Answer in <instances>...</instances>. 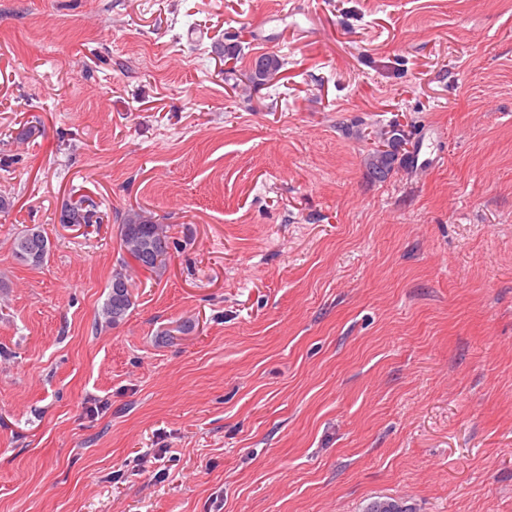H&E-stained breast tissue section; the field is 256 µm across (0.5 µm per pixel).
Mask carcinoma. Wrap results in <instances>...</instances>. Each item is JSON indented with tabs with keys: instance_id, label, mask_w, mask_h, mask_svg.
<instances>
[{
	"instance_id": "carcinoma-1",
	"label": "carcinoma",
	"mask_w": 512,
	"mask_h": 512,
	"mask_svg": "<svg viewBox=\"0 0 512 512\" xmlns=\"http://www.w3.org/2000/svg\"><path fill=\"white\" fill-rule=\"evenodd\" d=\"M285 65L276 54H263L254 59L248 81L263 85L277 79ZM379 147L367 155L366 165L375 180L387 179L395 170V165L405 164L400 149L407 143L405 131L393 123L389 128L377 132ZM92 210L83 204L65 206L61 216L63 224H87ZM120 247L140 267L160 272L165 266L169 250L167 225L161 224L143 212L129 210L121 217ZM50 250V243L38 228L32 227L17 235L13 241V253L16 259L33 266L41 265ZM133 284L127 268L112 274L107 298L99 316L107 326L122 323L133 305ZM365 512H413L405 502L393 498H376L365 507Z\"/></svg>"
}]
</instances>
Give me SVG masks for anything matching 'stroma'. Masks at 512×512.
<instances>
[{
    "label": "stroma",
    "instance_id": "1",
    "mask_svg": "<svg viewBox=\"0 0 512 512\" xmlns=\"http://www.w3.org/2000/svg\"><path fill=\"white\" fill-rule=\"evenodd\" d=\"M0 196V512H512V0H0ZM284 65V60L276 54H261L254 59L248 81L257 85L270 83L283 72ZM388 127V129L377 132L378 145L367 155L366 159L370 175L373 179L380 181L387 179L394 172L396 164L404 165L406 160V157L403 158L404 155L398 158L400 149L408 141L405 131L396 123ZM380 144L386 149H381ZM167 225L143 212L128 210L121 217L120 247L140 267L160 272L165 266L169 241ZM50 250V243L38 228L32 227L17 235L13 241V253L16 259L33 266L41 265ZM127 267L128 264L112 274L110 290L102 306L101 313H99V317L101 316L103 319L101 322L98 318L100 324L105 323V326L119 325L125 320L128 311L133 305L131 289L133 284Z\"/></svg>",
    "mask_w": 512,
    "mask_h": 512
}]
</instances>
